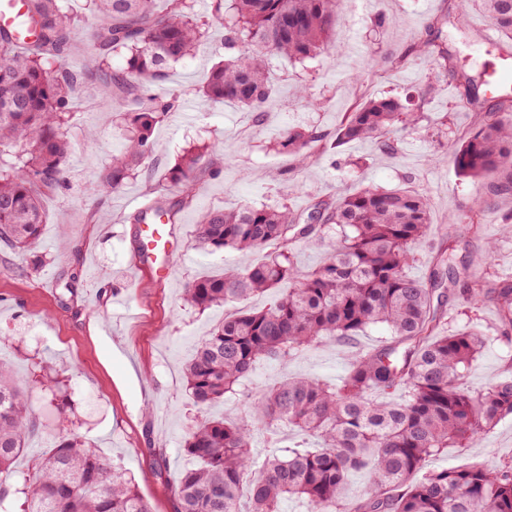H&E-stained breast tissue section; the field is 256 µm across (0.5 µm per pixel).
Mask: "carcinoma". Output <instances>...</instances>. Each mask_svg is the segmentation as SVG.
I'll use <instances>...</instances> for the list:
<instances>
[{"label":"carcinoma","instance_id":"obj_1","mask_svg":"<svg viewBox=\"0 0 512 512\" xmlns=\"http://www.w3.org/2000/svg\"><path fill=\"white\" fill-rule=\"evenodd\" d=\"M33 44L19 47L0 30V249L30 269L46 262L37 250L46 224L41 198L68 188L65 162L74 149L67 136L75 113L72 90L91 74L106 91L132 92L140 106L124 113L125 137L101 177L99 191L115 192L144 175L155 151L153 131L173 110L165 88L169 69L193 56L210 25L224 26V48L236 51L212 68L202 94L216 105L264 111L273 93L275 58L303 60L325 53L340 20L341 0H27ZM490 22L512 39V0H481ZM86 25L92 46L84 73L66 57L72 34ZM121 56L124 65L112 66ZM420 113L393 96L354 104L335 141L378 140ZM326 135L287 126L278 151L305 158ZM209 146L189 147L165 174L179 207L154 200L136 224L163 216L177 223L180 206L200 194L197 173ZM458 171L481 182L470 225H450L448 242L512 195V104L475 121L454 152ZM430 225L427 199L409 189L362 188L322 200L305 215L288 205L206 209L195 225L196 245L216 252H260L259 262L199 277L186 301L204 311L272 295L262 308L242 306L198 343L183 383L200 419L183 441L195 465L171 486L174 512H281L284 500L305 499L314 512H512V460L497 469L480 465L418 475L423 462L449 448H468L512 414V376L479 391L461 378L491 340L448 328L447 285L464 281L463 302L495 307L499 325L512 327V282L488 281L468 268L424 280L406 274ZM312 237L324 247L320 264L302 273L294 246ZM387 326V343L354 355L340 385L317 377H286L258 398L245 381L267 362L288 364L326 339L352 340L372 326ZM26 381L0 360V512H152L121 465L104 457L79 433L58 437L30 473L17 471L41 423ZM240 395L248 409L234 419L209 409ZM301 439L256 465V434L274 439L283 428ZM370 474L365 497L343 504L340 490L354 472Z\"/></svg>","mask_w":512,"mask_h":512}]
</instances>
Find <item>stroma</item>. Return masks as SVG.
<instances>
[{
  "label": "stroma",
  "mask_w": 512,
  "mask_h": 512,
  "mask_svg": "<svg viewBox=\"0 0 512 512\" xmlns=\"http://www.w3.org/2000/svg\"><path fill=\"white\" fill-rule=\"evenodd\" d=\"M486 16L477 8L460 15L459 0H344L330 53L305 61H277L271 74L275 93L263 115L235 104L212 106L200 94L210 68L220 61L222 25H213L197 55L173 68L168 87L180 107L171 121L157 125L150 178H136L110 195L96 185L123 138V113L136 109L133 96L104 93L94 77L72 93L75 119L69 137L75 152L67 163L69 188L46 197L48 222L39 251L48 255L35 271L19 274L22 260L0 255V355L28 382L43 373L58 378L76 407L72 420L60 419L39 390L31 406L45 427L20 465L29 472L56 437L75 428L103 455L134 478L153 512H171L170 486L190 465L183 450L185 431L200 416L181 379L195 344L224 317L223 308L198 311L182 298L194 279L246 268L258 254L227 249H195L192 234L207 207L287 203L307 212L347 189L409 188L431 203L430 230L409 276L428 278L437 253L446 248L441 233L449 215L466 216L481 193L477 181L457 171L452 149L496 95L485 83L497 59L476 26ZM438 45L456 67L439 90L421 104L418 126L394 131V150L375 141H355L328 149L309 146L305 162L278 152L274 140L288 125L334 133L350 106L366 96L414 95L429 82L432 63L416 52L418 42ZM479 85L467 105L465 79ZM308 89L316 105L296 95ZM97 137L86 142L87 128ZM205 141L212 155L200 173L197 206L179 214L180 246L170 275L160 279L136 265V224L141 198L166 195L164 173L183 150ZM457 260L495 280L512 278V196L499 197L477 230L459 238ZM73 292H64L66 282ZM448 325L490 335L491 341L461 379L476 391L512 374V336L494 338L492 305L469 308L449 300ZM377 325L352 342L329 341L303 350L288 366L260 365L250 384L253 396L286 376L339 381L354 353L388 340ZM512 459V415L502 418L474 448H452L430 457L424 470L478 464L496 468Z\"/></svg>",
  "instance_id": "obj_1"
}]
</instances>
